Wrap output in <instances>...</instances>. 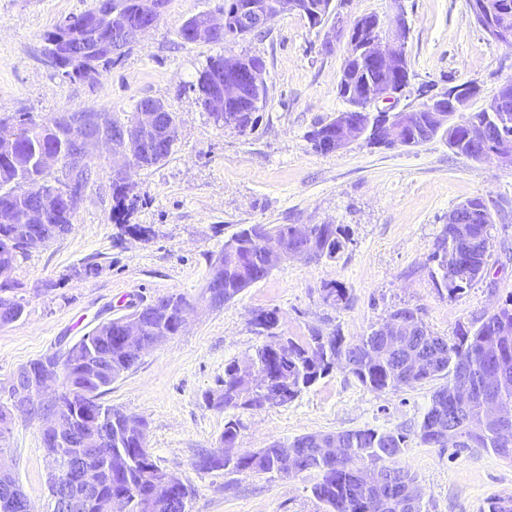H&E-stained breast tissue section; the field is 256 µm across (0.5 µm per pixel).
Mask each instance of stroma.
<instances>
[{
    "label": "stroma",
    "mask_w": 512,
    "mask_h": 512,
    "mask_svg": "<svg viewBox=\"0 0 512 512\" xmlns=\"http://www.w3.org/2000/svg\"><path fill=\"white\" fill-rule=\"evenodd\" d=\"M93 4L0 0V116L39 121L87 110L125 119L139 101L153 99L175 113L179 137L166 160L131 172L138 203L129 221L150 228L144 238L113 221L112 153L93 149L95 180L72 230L18 258L13 277L25 312L0 328V382L158 296L183 294L195 306L185 328L143 354L104 404L148 419L155 462L198 490L191 512H318L316 474L257 477L195 467L228 418L207 404L206 393L227 363L266 343L251 325L263 310L277 311L279 332L296 339L337 329L352 342L399 307L418 310L431 331L449 337L458 324H480L512 301V169L457 155L441 136L411 148L359 141L335 153L314 150L308 132L346 107L337 93L346 47L321 52L325 29L296 13L272 19L262 38L186 43L179 36L185 20L220 14L223 0H171L163 19L95 82L65 79L44 60V36ZM340 12L348 21L373 13L388 25L402 13L415 84L439 91L476 84L473 109L512 82V48L489 39L466 0H346ZM219 55L266 62L268 94L253 131L215 122L197 100V75ZM474 197L497 210L491 258L487 273L451 299L439 294L429 256L449 211ZM244 224H341L350 241L336 259L276 267L232 302L211 307L203 295L209 259ZM87 265L97 275L82 277ZM334 282L348 289L347 305L325 302ZM437 386L373 391L340 364L287 405L237 411L243 427L236 450L308 433L399 430L409 440L398 465L415 477L422 512H488L491 499L512 495V462L484 448L456 454L425 446L412 435ZM41 431L39 419L17 418L6 444L33 512L50 510Z\"/></svg>",
    "instance_id": "stroma-1"
}]
</instances>
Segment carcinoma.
I'll use <instances>...</instances> for the list:
<instances>
[{"mask_svg": "<svg viewBox=\"0 0 512 512\" xmlns=\"http://www.w3.org/2000/svg\"><path fill=\"white\" fill-rule=\"evenodd\" d=\"M171 0H112V25L102 28L92 25L94 18L106 10L107 0H95L93 8L66 18L45 36L46 44H74L92 37L106 45L91 70L80 69L63 72L69 79L94 82L101 69L120 58L124 46L117 45L115 30L121 23L158 24ZM274 0H224L221 9L231 18L249 5H269ZM298 13L312 27L324 25L336 15L333 0H297ZM489 22L512 31V0H484ZM199 17L187 19L180 37L187 43H222L235 35L227 27L222 37L202 36L198 29ZM244 60L254 67L252 82L243 85V95L229 104L240 123L254 130L257 117L252 101L267 98L264 79L265 62L258 56ZM228 57L218 56L209 61L197 79L198 102L224 90L227 78ZM348 81L340 82L338 94L346 103L352 102L349 92L360 90L367 83H376L384 76L367 63L352 62L344 71ZM104 124L92 123L93 131L109 137L112 130L134 127L138 113L122 120L112 112L105 113ZM428 113H410V123L405 127L404 146L415 147L430 140L425 135L424 123ZM486 125L489 143L475 144L467 139V127ZM57 117L51 115L36 121L26 114L14 118H0V238L16 235L24 223V209L33 202L39 204L47 215L46 228L50 240H55L72 230L75 213L71 212L56 194L57 187L48 184L46 172L39 167L37 158L43 152L63 151L72 154L73 146L60 139L54 132ZM441 135L448 139L453 153L472 158L484 149L492 150L506 140L512 142V103L505 112H464L460 120L451 121ZM175 143L155 142L153 136H143L139 167L156 165L170 156ZM112 219L117 224L124 221L137 204L136 196H128L124 186L112 182ZM474 209L472 223L448 224L437 238L430 261L436 264L440 278L435 280L437 290H445L448 298H459L471 283L488 270V258L493 238L494 217L481 198L465 201ZM463 204V205H465ZM458 205V208H463ZM465 228L470 236L467 251L458 262H448V252L454 249L455 233ZM294 224H247L234 233L210 261V274L204 295L215 308L231 302L244 289L264 279L271 272L265 264L264 244L275 240L296 252L313 251L318 259L333 260L342 252L348 240L346 229L340 224H312L310 235L300 238ZM19 253L0 251V268L6 271L0 279V327L18 321L25 306L14 291L18 283L12 273ZM325 300L334 306L348 303V289L334 283L326 289ZM187 298L181 294H166L135 310L139 318V337L127 342L114 338L115 326L123 321L116 318L95 328L62 354H53L47 361L62 367L65 383L61 386L58 407L63 415L74 420L76 428L85 429L82 412L93 410L100 415L112 416V448L91 465L97 498L80 512H134L129 507L132 498H148L153 490L152 477L161 470L148 448L149 423L139 415L127 413L101 401L112 383L129 371L140 357L179 332L177 313ZM253 326L259 334H273L278 326L274 311L256 315ZM282 349L273 354L263 344L244 361H231L224 367V378L217 389L205 395L208 404L224 411H262L273 406H283L301 392L326 376L337 364L349 368L353 376L373 391L398 390L413 387L426 380L446 379L448 383L435 390L429 405L422 414L413 435L423 445L444 448L432 430L433 417L438 406H444L448 416L457 413L451 404H442L440 396L447 392L457 374L459 361L472 363L470 376L473 397L463 416L472 427L461 431L460 437L474 440L481 447L504 458L505 449H512V440L505 441L491 429L481 428L484 399L493 394L500 403L512 408V303L499 308L486 317L480 325L460 323L453 337L438 336L429 327L407 337L423 359L419 371L402 368L398 356L382 346L378 328H371L367 335L348 342L335 330L324 336L314 332L300 343L291 337L281 336ZM241 423L231 418L224 423L217 446L200 452L195 466L201 470H224L229 473L263 475L275 472L282 477H294L305 472H315L318 481L312 495L323 512H378L374 501L379 496L394 500L389 512H407L399 499L402 486L415 480L396 467V459L403 453L407 435L398 431L360 428L338 432L345 440L351 455L338 463L325 456L314 442V434H304L291 440H274L267 447L255 451L225 455L224 460H214L223 448H234ZM360 467H372L386 477L379 488H362L353 477ZM197 490L185 481L176 490L183 509L170 507L160 500L150 505L149 512H190Z\"/></svg>", "mask_w": 512, "mask_h": 512, "instance_id": "cac0c4a2", "label": "carcinoma"}]
</instances>
